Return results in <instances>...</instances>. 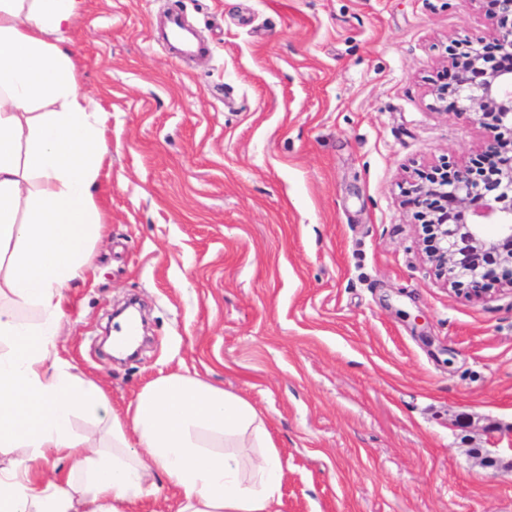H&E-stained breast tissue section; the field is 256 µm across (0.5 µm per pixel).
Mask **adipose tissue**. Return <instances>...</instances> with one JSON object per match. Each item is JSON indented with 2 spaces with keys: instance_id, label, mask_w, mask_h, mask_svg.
Returning <instances> with one entry per match:
<instances>
[{
  "instance_id": "adipose-tissue-1",
  "label": "adipose tissue",
  "mask_w": 512,
  "mask_h": 512,
  "mask_svg": "<svg viewBox=\"0 0 512 512\" xmlns=\"http://www.w3.org/2000/svg\"><path fill=\"white\" fill-rule=\"evenodd\" d=\"M81 5L0 0V512H124L161 474L179 512H277L284 470L251 403L185 371L120 413L58 354L64 292L85 281L102 234L94 192L109 152L106 115L65 47ZM63 460L65 475L46 474Z\"/></svg>"
}]
</instances>
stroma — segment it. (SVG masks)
<instances>
[{"mask_svg":"<svg viewBox=\"0 0 512 512\" xmlns=\"http://www.w3.org/2000/svg\"><path fill=\"white\" fill-rule=\"evenodd\" d=\"M167 0H82L67 33L106 113V225L60 355L123 412L178 371L250 402L279 512H512V288H447L414 187L487 136L432 88L489 0H178L211 52L157 45ZM139 299L147 340L99 337Z\"/></svg>","mask_w":512,"mask_h":512,"instance_id":"stroma-1","label":"stroma"}]
</instances>
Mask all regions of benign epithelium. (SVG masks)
<instances>
[{
  "instance_id": "1",
  "label": "benign epithelium",
  "mask_w": 512,
  "mask_h": 512,
  "mask_svg": "<svg viewBox=\"0 0 512 512\" xmlns=\"http://www.w3.org/2000/svg\"><path fill=\"white\" fill-rule=\"evenodd\" d=\"M493 3L492 42L450 47L453 81L432 90L487 130L482 153L493 168L481 176L459 168L415 187L424 208L434 198L448 201V214L424 225L425 240L429 261L458 293H480L490 279L512 288V149L500 135L512 132V0Z\"/></svg>"
}]
</instances>
